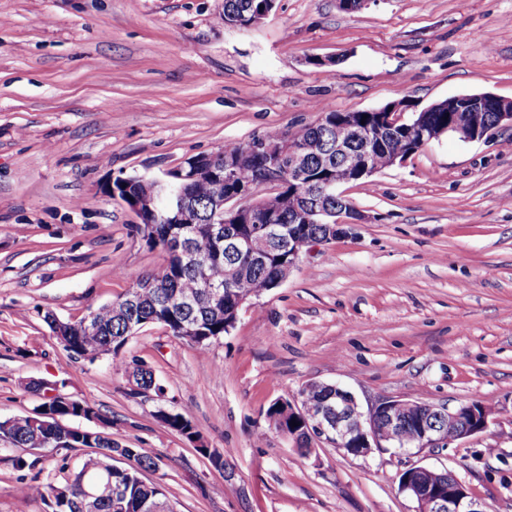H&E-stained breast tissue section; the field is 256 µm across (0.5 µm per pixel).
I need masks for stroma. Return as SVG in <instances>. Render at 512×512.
<instances>
[{"mask_svg": "<svg viewBox=\"0 0 512 512\" xmlns=\"http://www.w3.org/2000/svg\"><path fill=\"white\" fill-rule=\"evenodd\" d=\"M512 98V0H276L249 28L224 0H0V419L43 403L45 381L93 402L73 426L144 449L176 512H413L410 465L320 443L301 455L269 405L317 380L361 410L386 399L494 408L485 433L424 450L487 512H512V128L443 136L367 182L338 188L367 217L314 246L279 287L198 350L162 326L118 358L72 357L44 320L111 303L164 261L107 192L186 159L339 111L462 94ZM151 367L164 398L137 393ZM181 413L224 454L215 468L158 410ZM81 448L18 473L0 452V512H45L19 494Z\"/></svg>", "mask_w": 512, "mask_h": 512, "instance_id": "stroma-1", "label": "stroma"}]
</instances>
